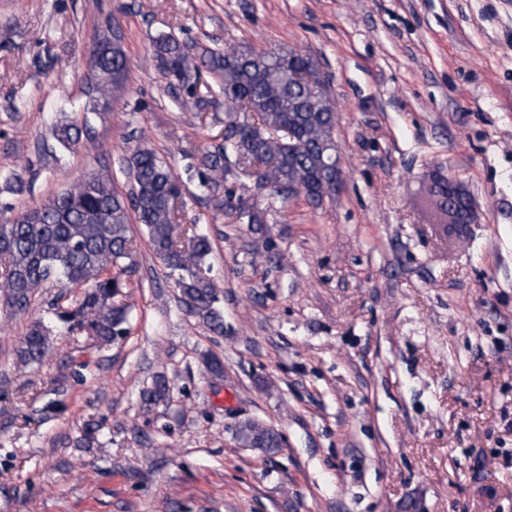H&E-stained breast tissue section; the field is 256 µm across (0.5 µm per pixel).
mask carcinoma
<instances>
[{"mask_svg":"<svg viewBox=\"0 0 512 512\" xmlns=\"http://www.w3.org/2000/svg\"><path fill=\"white\" fill-rule=\"evenodd\" d=\"M153 61L166 76L183 83L195 106L214 103L208 97L211 85L199 86L190 70L205 69L217 80L224 96V111L253 112L256 120L227 126L223 143L205 148L199 157L201 187L223 208L225 198L235 196L226 188L232 174L229 157L244 172L256 162H271L264 180L278 188L297 185L306 198L319 205L336 193L334 171L329 165L336 150V106L320 82L305 81L301 73L315 66L313 59L294 50H215L201 47L192 56L171 35L153 41ZM93 100L105 105L122 85L127 71L122 37L104 33L90 47ZM87 127V117L63 114L51 127L55 141L65 147L77 145ZM133 188L124 197L112 187L108 175L92 172L41 207L0 224V293L7 307L17 313L26 309L38 289L50 282L63 287L86 288L78 308L61 319L75 321L99 341L107 343L125 333V309L112 297L119 285L108 276L119 264L126 271L135 266L134 245L129 235L131 219L144 226L155 256L176 276L175 286L186 310L212 332L224 334V316L217 307L218 287L208 263L212 252L209 237L194 235L188 246L178 243L179 224L175 203L182 186L170 166L156 153L135 146L126 158ZM243 224L266 223V212L256 205L235 207ZM49 329L35 321L17 352L21 365L43 358ZM237 437L247 448L272 453L280 447L278 432L256 422L240 426Z\"/></svg>","mask_w":512,"mask_h":512,"instance_id":"1","label":"carcinoma"}]
</instances>
